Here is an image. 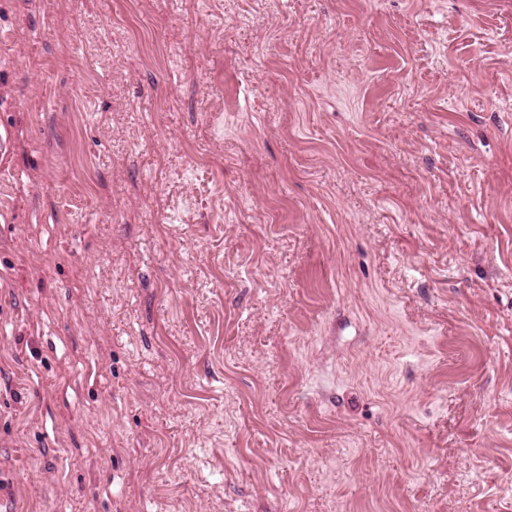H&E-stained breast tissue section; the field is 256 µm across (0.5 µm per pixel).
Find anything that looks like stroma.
<instances>
[{"label": "stroma", "mask_w": 512, "mask_h": 512, "mask_svg": "<svg viewBox=\"0 0 512 512\" xmlns=\"http://www.w3.org/2000/svg\"><path fill=\"white\" fill-rule=\"evenodd\" d=\"M0 512H512V0H0Z\"/></svg>", "instance_id": "35a3bbf8"}]
</instances>
